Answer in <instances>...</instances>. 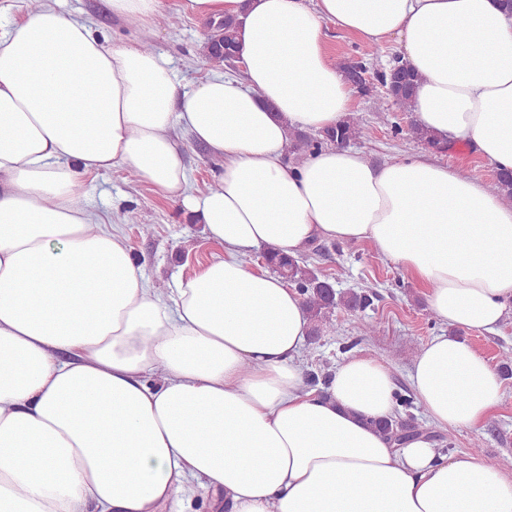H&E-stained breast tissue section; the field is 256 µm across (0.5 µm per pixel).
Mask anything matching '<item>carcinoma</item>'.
Masks as SVG:
<instances>
[{
	"label": "carcinoma",
	"mask_w": 512,
	"mask_h": 512,
	"mask_svg": "<svg viewBox=\"0 0 512 512\" xmlns=\"http://www.w3.org/2000/svg\"><path fill=\"white\" fill-rule=\"evenodd\" d=\"M237 25L231 18H226L215 24H209L205 56L214 69H222L232 63L236 56ZM418 76L407 67L401 65L394 68L392 80L388 83L390 95L406 110L411 111V99ZM410 131L413 139L433 151L442 152L446 147L439 144L430 131L421 127L416 121H411ZM361 126L359 118L349 115L343 118L335 127L321 132V138L313 140L306 134L291 130L288 132L290 151L298 153L309 146L319 148L322 144L345 146L360 137ZM492 193L512 201V173L498 172L490 183ZM266 264L284 280L301 293L306 303L311 323V335L318 336L330 327V315L338 305L350 310L366 307L370 303L369 296L364 293H339L331 297L328 291L330 284L321 279L312 270L300 264L294 258L271 253L265 255ZM371 424L381 430L382 434L393 444L401 445L405 439L407 423L398 418L390 420H373Z\"/></svg>",
	"instance_id": "obj_1"
}]
</instances>
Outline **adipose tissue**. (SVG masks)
Listing matches in <instances>:
<instances>
[{
	"mask_svg": "<svg viewBox=\"0 0 512 512\" xmlns=\"http://www.w3.org/2000/svg\"><path fill=\"white\" fill-rule=\"evenodd\" d=\"M239 23L243 77L179 90L168 59L56 8L0 32V512H166L189 479L219 512H512V476L427 435L402 446L390 374L341 363L326 393L295 364L302 296L253 271L257 249L371 244L453 328L495 332L512 300V205L479 178L351 147L286 160L288 131L349 111L331 22L397 41L421 77L417 121L512 170V17L499 0H183ZM221 158L188 188L169 136ZM132 170L199 218L216 259L170 294L147 288L126 238L78 206L84 177ZM408 378L429 421L474 428L502 383L466 340L432 337Z\"/></svg>",
	"mask_w": 512,
	"mask_h": 512,
	"instance_id": "adipose-tissue-1",
	"label": "adipose tissue"
}]
</instances>
